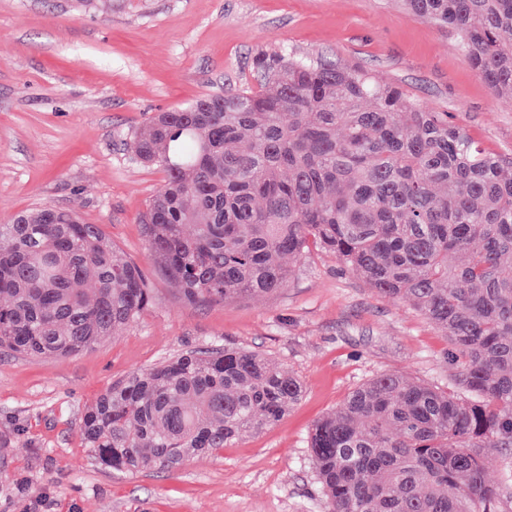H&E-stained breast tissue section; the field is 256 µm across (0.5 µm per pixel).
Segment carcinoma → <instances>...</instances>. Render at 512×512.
Instances as JSON below:
<instances>
[{"label": "carcinoma", "mask_w": 512, "mask_h": 512, "mask_svg": "<svg viewBox=\"0 0 512 512\" xmlns=\"http://www.w3.org/2000/svg\"><path fill=\"white\" fill-rule=\"evenodd\" d=\"M451 29L512 96V0H405ZM262 88L158 112L133 159L165 172L143 217L149 252L190 305L273 294L289 262L331 252L406 301L462 360V395L381 374L319 420L327 512H495L512 447V173L445 112L358 68L258 54ZM138 266L95 224L43 207L0 224V349L87 350L150 303ZM302 384L262 353H187L113 385L85 447L114 470L172 471L278 422Z\"/></svg>", "instance_id": "1"}]
</instances>
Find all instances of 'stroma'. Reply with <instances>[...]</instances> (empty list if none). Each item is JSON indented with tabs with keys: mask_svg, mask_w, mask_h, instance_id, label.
Listing matches in <instances>:
<instances>
[{
	"mask_svg": "<svg viewBox=\"0 0 512 512\" xmlns=\"http://www.w3.org/2000/svg\"><path fill=\"white\" fill-rule=\"evenodd\" d=\"M261 52L360 68L512 161V97L401 0H0V223L45 206L76 212L152 294L139 319L80 354L0 350V512H24L21 484L52 512H326L314 423L380 374L452 384L449 339L335 255L310 249L286 288L202 307L152 260L140 217L165 174L133 160L132 133L199 97L260 88ZM224 346L300 377L302 398L276 425L170 472L115 471L84 448L83 414L113 384Z\"/></svg>",
	"mask_w": 512,
	"mask_h": 512,
	"instance_id": "stroma-1",
	"label": "stroma"
}]
</instances>
